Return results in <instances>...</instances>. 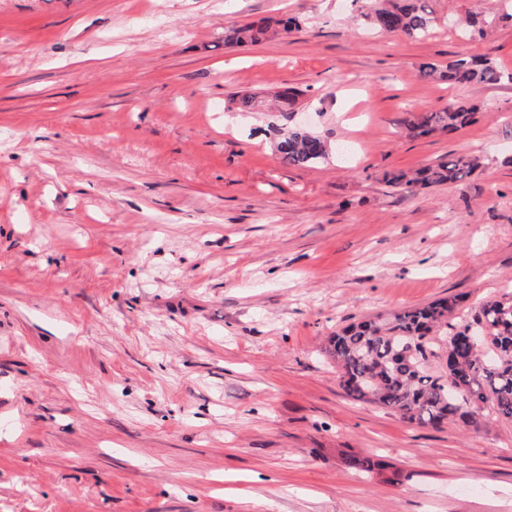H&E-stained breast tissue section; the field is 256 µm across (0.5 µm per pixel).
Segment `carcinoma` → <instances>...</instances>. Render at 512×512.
<instances>
[{"instance_id":"carcinoma-1","label":"carcinoma","mask_w":512,"mask_h":512,"mask_svg":"<svg viewBox=\"0 0 512 512\" xmlns=\"http://www.w3.org/2000/svg\"><path fill=\"white\" fill-rule=\"evenodd\" d=\"M361 16L388 35L421 40L433 28L431 11L421 0H365ZM296 20H269L237 29L224 43L256 42L287 33ZM425 77L450 86L512 82V73L489 58H459L440 69L420 65ZM476 107L456 102L440 112H423L406 121L416 137L458 131L473 122ZM276 151L293 167H314L329 156L325 140L302 127L281 134ZM480 164L460 155L444 159L413 176L385 174V183L407 192L432 185H457ZM460 299H440L352 323L328 339L327 352L340 371V386L350 398L399 414L409 423L439 428L444 424L479 426L480 413L493 410L512 420V298L487 301L459 328L448 331V316Z\"/></svg>"}]
</instances>
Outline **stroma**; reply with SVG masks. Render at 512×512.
I'll return each mask as SVG.
<instances>
[{
  "mask_svg": "<svg viewBox=\"0 0 512 512\" xmlns=\"http://www.w3.org/2000/svg\"><path fill=\"white\" fill-rule=\"evenodd\" d=\"M428 5L407 41L351 0H0V512H512L511 420L408 423L347 397L324 352L359 320L512 295V84L419 72L512 71V17ZM460 100L466 128L407 134ZM292 124L353 158L282 164ZM451 154L481 166L382 179ZM282 26V29L279 28ZM298 27L296 20L288 18V20H269L262 21L259 24H252L243 28L237 29L233 32V35L224 39V44L240 43L244 41L257 42L260 38L267 36L268 34H278L283 31L288 33L291 29ZM420 73L425 77H438L450 86L512 82V73L502 71L489 58H459L448 62L444 69L433 63H422ZM479 167L476 157L460 155L444 159L411 177L403 171H393L387 172L384 179L389 186L415 192L418 188L424 189L432 185H457L468 180Z\"/></svg>",
  "mask_w": 512,
  "mask_h": 512,
  "instance_id": "obj_1",
  "label": "stroma"
}]
</instances>
